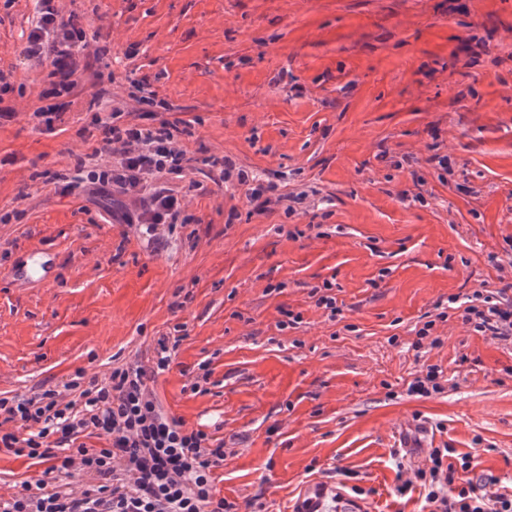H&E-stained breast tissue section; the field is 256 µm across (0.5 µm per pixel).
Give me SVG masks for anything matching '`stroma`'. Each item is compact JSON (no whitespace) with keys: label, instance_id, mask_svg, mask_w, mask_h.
Listing matches in <instances>:
<instances>
[{"label":"stroma","instance_id":"stroma-1","mask_svg":"<svg viewBox=\"0 0 512 512\" xmlns=\"http://www.w3.org/2000/svg\"><path fill=\"white\" fill-rule=\"evenodd\" d=\"M53 5L89 22L86 53L108 67L78 73L45 128L47 68L21 54L35 4L0 0V71L26 87L1 99L14 116L0 124V208L18 216L0 223V272L37 252L50 265L44 282L0 279V397L149 364L180 326L152 389L223 439L228 501L293 512L323 484L326 512H346L347 469L369 491L357 512H421L419 493L394 495L397 468L444 446L512 486V342L459 308L512 282V0ZM100 90L122 122L144 123L150 95L158 120L191 129L182 170L162 177L187 218L164 248L37 177L120 159L87 132ZM210 154L276 184L265 210L210 179ZM427 323L438 345L418 338ZM433 365L441 391L409 394ZM43 470L0 452V498Z\"/></svg>","mask_w":512,"mask_h":512}]
</instances>
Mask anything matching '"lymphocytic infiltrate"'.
Masks as SVG:
<instances>
[{"mask_svg": "<svg viewBox=\"0 0 512 512\" xmlns=\"http://www.w3.org/2000/svg\"><path fill=\"white\" fill-rule=\"evenodd\" d=\"M35 12L22 55L49 64L57 101L38 111L49 128L65 112L63 97L76 85L86 30L76 19L59 18L53 0H35ZM120 117V111L99 109L90 125L104 145H121V159L91 169L77 164L76 177L59 191L66 195L80 189L111 200L113 220L140 225L164 242L182 207L157 177L181 170L185 154L174 141L182 130L165 121L157 127L125 124ZM463 319L491 338H512V303L497 297L466 306ZM180 344V337H160L149 368L123 364L103 381L79 371L63 388L1 398L0 425L9 423L13 429L0 432V450L38 460L46 468L40 478L24 482L19 493L0 500V512H231L216 484L226 457L223 440L167 416L148 386L169 370ZM65 390L73 392V399L62 401ZM95 438L100 446H92ZM453 456L458 459L454 465L449 462ZM477 467L471 455L434 448L413 478L399 479L395 493L404 497L421 489L426 512H512V489H489ZM76 471L91 479L78 494L62 484Z\"/></svg>", "mask_w": 512, "mask_h": 512, "instance_id": "1", "label": "lymphocytic infiltrate"}]
</instances>
